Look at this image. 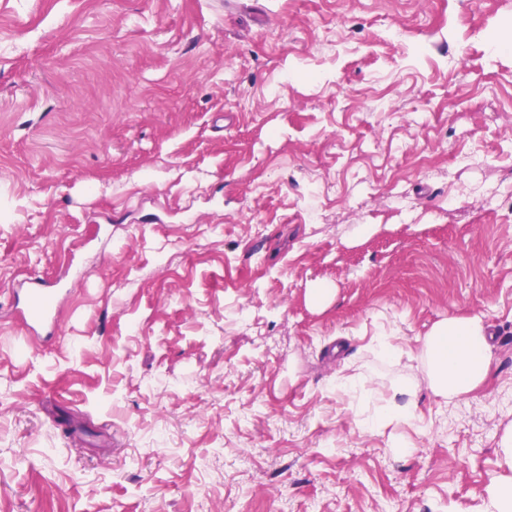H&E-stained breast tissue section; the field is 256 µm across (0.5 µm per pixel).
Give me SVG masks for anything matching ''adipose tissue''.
Here are the masks:
<instances>
[{"mask_svg":"<svg viewBox=\"0 0 512 512\" xmlns=\"http://www.w3.org/2000/svg\"><path fill=\"white\" fill-rule=\"evenodd\" d=\"M418 356L432 393L452 401L481 388L493 364V348L483 318L449 316L422 339ZM499 465L511 475L486 490V512H512V430L500 443Z\"/></svg>","mask_w":512,"mask_h":512,"instance_id":"adipose-tissue-1","label":"adipose tissue"}]
</instances>
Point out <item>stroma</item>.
Wrapping results in <instances>:
<instances>
[{"mask_svg": "<svg viewBox=\"0 0 512 512\" xmlns=\"http://www.w3.org/2000/svg\"><path fill=\"white\" fill-rule=\"evenodd\" d=\"M510 427L512 0H0V512H483ZM19 289L24 293L29 334L54 337L59 328L56 302L64 288L50 286L41 278L33 277L24 281L19 288L14 290L18 300ZM417 358L436 397L452 401L481 388L493 364L483 318L452 315L436 323ZM382 401L385 402V407L382 412L377 415L374 422L376 425H382L392 422L394 420L411 421L415 419L413 412V397L415 396L414 383L406 376H400L391 386L389 395L385 396V390H379ZM401 394L407 397L405 403L397 405L393 399Z\"/></svg>", "mask_w": 512, "mask_h": 512, "instance_id": "stroma-1", "label": "stroma"}]
</instances>
